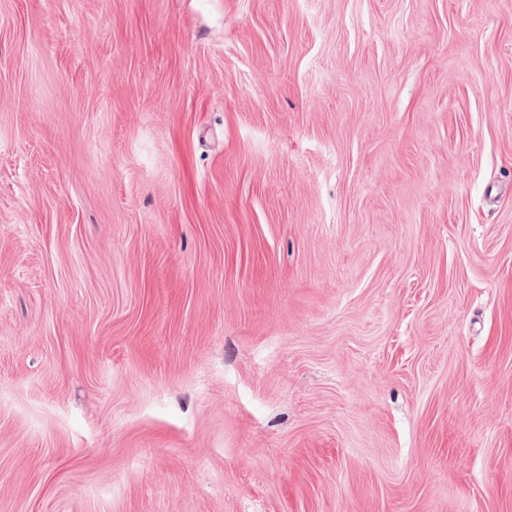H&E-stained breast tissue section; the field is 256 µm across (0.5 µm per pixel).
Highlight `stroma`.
Wrapping results in <instances>:
<instances>
[{
  "label": "stroma",
  "mask_w": 512,
  "mask_h": 512,
  "mask_svg": "<svg viewBox=\"0 0 512 512\" xmlns=\"http://www.w3.org/2000/svg\"><path fill=\"white\" fill-rule=\"evenodd\" d=\"M0 512H512V0H0Z\"/></svg>",
  "instance_id": "stroma-1"
}]
</instances>
